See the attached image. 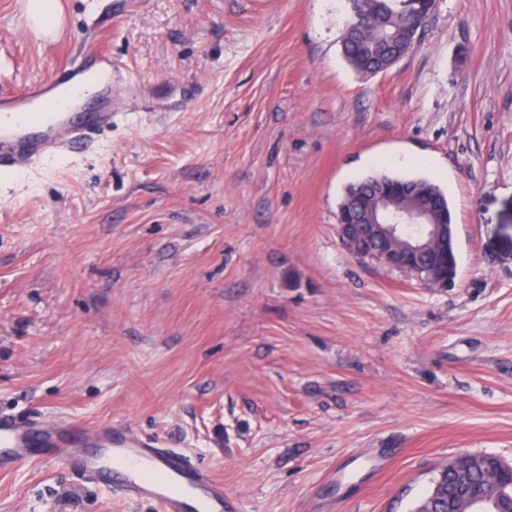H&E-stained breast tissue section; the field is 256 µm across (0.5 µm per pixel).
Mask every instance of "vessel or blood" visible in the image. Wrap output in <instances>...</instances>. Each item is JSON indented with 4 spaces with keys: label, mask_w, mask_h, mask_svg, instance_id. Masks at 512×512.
I'll return each instance as SVG.
<instances>
[{
    "label": "vessel or blood",
    "mask_w": 512,
    "mask_h": 512,
    "mask_svg": "<svg viewBox=\"0 0 512 512\" xmlns=\"http://www.w3.org/2000/svg\"><path fill=\"white\" fill-rule=\"evenodd\" d=\"M111 70L105 52H86L48 82L18 94L0 93V169L52 160L110 127L116 114L111 97L100 98L92 112L75 104L83 97L84 79ZM40 459L63 461L83 480L153 502L160 512H232L223 482L131 428L0 415V472Z\"/></svg>",
    "instance_id": "vessel-or-blood-1"
}]
</instances>
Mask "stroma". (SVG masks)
<instances>
[{"label":"stroma","mask_w":512,"mask_h":512,"mask_svg":"<svg viewBox=\"0 0 512 512\" xmlns=\"http://www.w3.org/2000/svg\"><path fill=\"white\" fill-rule=\"evenodd\" d=\"M0 0V91L97 27L110 129L0 172V414L127 425L235 512H412L467 452L512 462V0H439L418 46L356 74L348 0ZM446 192L435 288L341 245L347 184ZM0 512H158L39 460ZM380 182L389 183L388 187L394 193L413 187L422 198H434L432 202L439 205V215L446 218L448 223H452V212L447 195L439 185L425 177H406L397 174L375 173L352 182L345 187V193L341 200L344 203V207L338 210L337 214L338 224L336 225V230L339 239L341 225L355 222L360 211L370 204L373 191Z\"/></svg>","instance_id":"stroma-1"}]
</instances>
